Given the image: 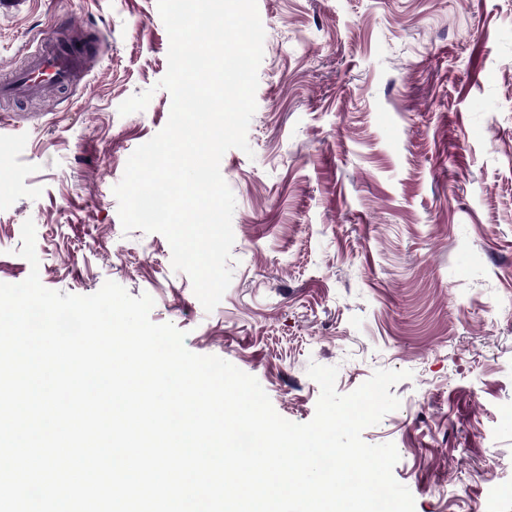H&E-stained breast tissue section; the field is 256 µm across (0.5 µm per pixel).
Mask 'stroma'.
Instances as JSON below:
<instances>
[{"instance_id":"35a3bbf8","label":"stroma","mask_w":512,"mask_h":512,"mask_svg":"<svg viewBox=\"0 0 512 512\" xmlns=\"http://www.w3.org/2000/svg\"><path fill=\"white\" fill-rule=\"evenodd\" d=\"M265 30L249 151L221 173L236 208L232 281L205 311L159 233L124 231L114 187L167 123L157 0L0 5V73L40 38L84 36L90 70L0 125V282L154 300L152 322L255 377L310 421V363L339 393L378 369L415 512H512V0H257ZM144 110L119 105L143 92Z\"/></svg>"}]
</instances>
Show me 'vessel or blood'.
Segmentation results:
<instances>
[{"mask_svg":"<svg viewBox=\"0 0 512 512\" xmlns=\"http://www.w3.org/2000/svg\"><path fill=\"white\" fill-rule=\"evenodd\" d=\"M84 59L44 37L24 68L0 75V99L48 96L81 80Z\"/></svg>","mask_w":512,"mask_h":512,"instance_id":"obj_1","label":"vessel or blood"}]
</instances>
